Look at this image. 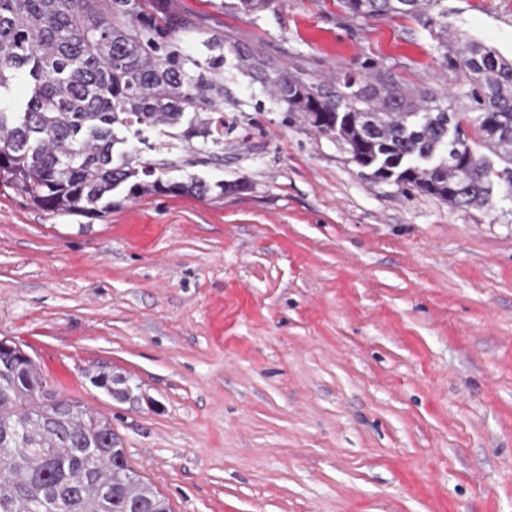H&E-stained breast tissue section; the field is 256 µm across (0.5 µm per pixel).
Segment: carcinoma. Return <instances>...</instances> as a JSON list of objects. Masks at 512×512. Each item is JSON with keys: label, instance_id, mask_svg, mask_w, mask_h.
Returning <instances> with one entry per match:
<instances>
[{"label": "carcinoma", "instance_id": "cac0c4a2", "mask_svg": "<svg viewBox=\"0 0 512 512\" xmlns=\"http://www.w3.org/2000/svg\"><path fill=\"white\" fill-rule=\"evenodd\" d=\"M442 0H341L353 17H412L434 25L428 11ZM171 27L147 14L141 0H0V176L36 206L98 217L127 196L191 194L211 186L192 178L162 179V169L224 159V41L208 43L205 62L182 54ZM437 37L449 64L468 80L461 111L393 82L378 86L297 87L296 76L249 50H234L233 68L258 82L293 119L331 134L352 159L372 169L375 157L434 156L398 186L457 207H481L493 181L512 184V62L496 48L467 38L448 46V24ZM32 91L17 111L1 94L19 74ZM346 117L338 122L336 113ZM187 128L158 165L118 136ZM468 124L472 148L503 163L487 172L467 148L448 163L442 152L448 121ZM202 139L201 147L192 139ZM0 512H171L166 498L129 462L112 422L80 401L55 393L32 360L0 350Z\"/></svg>", "mask_w": 512, "mask_h": 512}]
</instances>
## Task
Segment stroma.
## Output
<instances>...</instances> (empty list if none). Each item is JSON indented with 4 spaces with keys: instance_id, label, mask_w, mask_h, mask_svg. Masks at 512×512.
Instances as JSON below:
<instances>
[{
    "instance_id": "obj_1",
    "label": "stroma",
    "mask_w": 512,
    "mask_h": 512,
    "mask_svg": "<svg viewBox=\"0 0 512 512\" xmlns=\"http://www.w3.org/2000/svg\"><path fill=\"white\" fill-rule=\"evenodd\" d=\"M146 0L187 55L251 50L306 85L468 83L434 30L339 0ZM512 60V0H444ZM224 197L116 191L99 218L0 181V337L107 417L172 512H512V198L406 194L224 71ZM120 376V399L96 384Z\"/></svg>"
}]
</instances>
